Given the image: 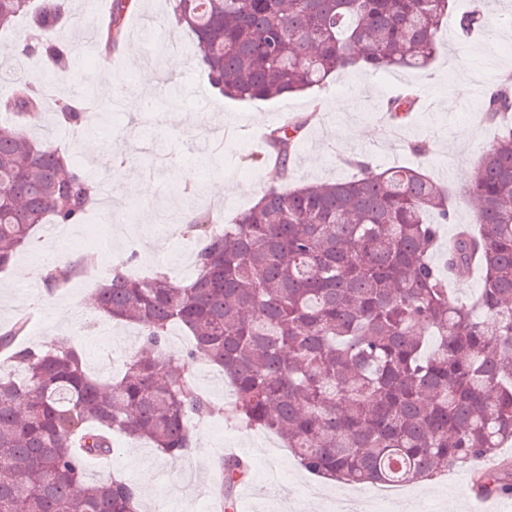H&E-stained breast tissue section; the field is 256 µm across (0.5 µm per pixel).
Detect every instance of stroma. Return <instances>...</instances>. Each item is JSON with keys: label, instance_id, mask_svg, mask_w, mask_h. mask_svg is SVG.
I'll return each instance as SVG.
<instances>
[{"label": "stroma", "instance_id": "stroma-1", "mask_svg": "<svg viewBox=\"0 0 512 512\" xmlns=\"http://www.w3.org/2000/svg\"><path fill=\"white\" fill-rule=\"evenodd\" d=\"M472 0H451L444 22V52L429 67L405 72L372 73L361 69L337 72L319 91H308L272 101L233 102L224 99L208 83L199 55L185 28L173 25L169 0H141L126 17L125 38L112 53L107 68L111 86L99 81L98 69H86L93 58L92 40L100 16L89 14L87 0H72L82 13V24L67 23L60 38L73 56V70L56 89L66 98L85 92L89 99L108 102L114 90L136 96L150 111L130 114L125 108L104 113L99 128L72 146L79 167L93 180L112 187V221L138 239L136 274L153 270L167 273L176 283L186 282L194 262L181 250L185 238L180 213L212 211L225 218L253 205L269 183L262 162L268 147L264 135L272 117L303 116L318 112L308 126L289 165L290 184L320 183L349 177L347 161L362 155L374 170L412 163V146H421L422 163L437 181L459 192L455 221L441 227L452 235L457 225L471 224L475 214L464 194L467 181L461 171H474L493 132L478 107L481 89L492 86L499 75L512 73V27L500 22L512 13V0H486L484 10L489 34L462 42L454 36V22ZM26 18L0 31V96L8 94L15 79L37 80L43 74L39 57H12L9 49L26 28ZM176 53L183 67L175 76L180 92L171 101L163 84L144 87L142 68L164 73L169 53ZM406 84L414 85L422 105L404 125L389 123L384 107ZM224 125L229 134L224 152L207 150V128ZM127 142L120 164L125 177L113 180L97 165L89 145L109 146L113 139ZM225 181L226 192L214 198L211 188ZM33 247L19 250L12 266L0 273V330L17 318L31 315L24 343L41 346L61 335L72 336L85 355L90 374L106 380L114 374L111 356L127 359L140 350L142 335L137 326L115 323L110 334H100L94 322L85 320L82 300L94 289L96 270H83L57 289L48 303L30 309L26 298L40 295L39 282L27 277L26 267L34 249H56L58 241L40 226ZM196 384L216 408L211 417L195 425L194 450L172 463L144 441L120 440L108 459L92 465L89 479L104 482L121 472L137 487L143 512H212L209 482L218 476L217 449L235 448L249 459L251 471L241 490L242 502L251 512H368L364 499L354 498L352 487L329 485L303 470L275 435L233 422L225 407L233 397L230 385L215 367L196 368ZM512 459V449L475 466L454 469L435 478L404 486L392 494L386 512H470L479 499L471 490L475 469L495 467Z\"/></svg>", "mask_w": 512, "mask_h": 512}]
</instances>
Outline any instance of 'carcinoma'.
Instances as JSON below:
<instances>
[{
  "instance_id": "cac0c4a2",
  "label": "carcinoma",
  "mask_w": 512,
  "mask_h": 512,
  "mask_svg": "<svg viewBox=\"0 0 512 512\" xmlns=\"http://www.w3.org/2000/svg\"><path fill=\"white\" fill-rule=\"evenodd\" d=\"M132 0H111L96 54L106 61L124 37ZM177 24L196 42L209 84L226 99L273 100L322 89L338 71L427 66L440 45L449 0H173ZM71 0H0V30L22 16L49 65L40 88L17 83L0 98V271L51 220L82 223L102 188L68 149L26 129L47 92L72 71L58 29ZM465 36L485 29L476 5ZM405 87L386 106L392 122L416 109ZM496 134L466 189L475 223L448 238V266L471 262L482 283L472 301L449 293L431 255L456 190L420 165L287 188L282 181L307 126L291 117L268 136L272 178L259 201L224 230L189 216L198 247L179 288L153 272L119 267L95 288L96 313L142 331L141 353L109 381L91 377L77 344L17 345L28 318L0 334L13 373L0 374V512H141L134 485L115 473L87 479L114 451L112 434L147 439L172 462L193 446L192 424L214 406L195 384L200 361L233 387L230 414L268 430L308 472L344 484L416 483L512 444V73L479 108ZM84 96L57 112L60 124H92ZM71 265L44 269L53 292ZM191 338L175 359L163 350L172 326ZM232 501L249 474L220 462ZM489 494L512 493V471L483 475Z\"/></svg>"
}]
</instances>
